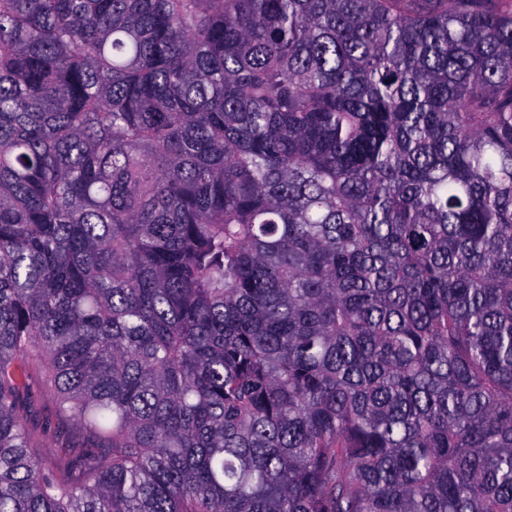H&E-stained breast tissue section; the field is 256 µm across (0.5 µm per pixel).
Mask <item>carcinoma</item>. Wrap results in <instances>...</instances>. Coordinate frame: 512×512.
I'll return each mask as SVG.
<instances>
[{
	"label": "carcinoma",
	"mask_w": 512,
	"mask_h": 512,
	"mask_svg": "<svg viewBox=\"0 0 512 512\" xmlns=\"http://www.w3.org/2000/svg\"><path fill=\"white\" fill-rule=\"evenodd\" d=\"M0 512H512V0H0ZM28 389L22 394V406L31 430L38 437L39 448L48 456L57 454L58 448H91L95 441L82 432L77 422L60 417L57 397L43 382L41 371L34 363Z\"/></svg>",
	"instance_id": "carcinoma-1"
}]
</instances>
